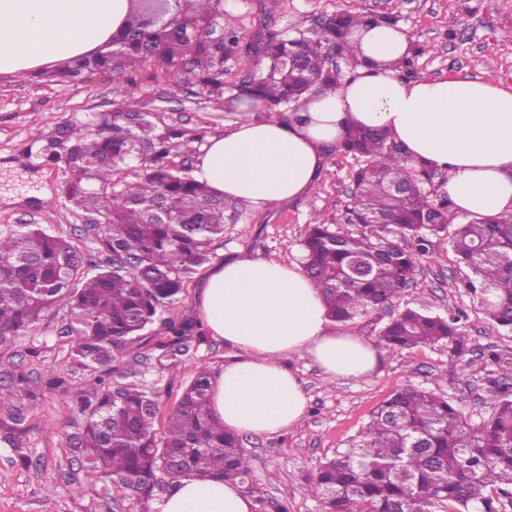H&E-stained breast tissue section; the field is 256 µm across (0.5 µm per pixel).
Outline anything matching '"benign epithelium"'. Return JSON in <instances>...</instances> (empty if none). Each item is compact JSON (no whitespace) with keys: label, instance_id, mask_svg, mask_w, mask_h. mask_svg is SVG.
<instances>
[{"label":"benign epithelium","instance_id":"benign-epithelium-1","mask_svg":"<svg viewBox=\"0 0 512 512\" xmlns=\"http://www.w3.org/2000/svg\"><path fill=\"white\" fill-rule=\"evenodd\" d=\"M210 26L201 23L189 0H130V23L124 24L111 39L87 54L78 69L104 73L112 69L115 58L128 50L156 62L162 47L174 50L175 66L165 70L176 74L183 60L208 61L210 68L200 74L201 89L207 93L223 91L224 85L206 81L207 73L224 76V37H212Z\"/></svg>","mask_w":512,"mask_h":512}]
</instances>
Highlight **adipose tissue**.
Returning a JSON list of instances; mask_svg holds the SVG:
<instances>
[{
  "label": "adipose tissue",
  "instance_id": "ef3b65f1",
  "mask_svg": "<svg viewBox=\"0 0 512 512\" xmlns=\"http://www.w3.org/2000/svg\"><path fill=\"white\" fill-rule=\"evenodd\" d=\"M129 0H0V73L90 52L124 22ZM354 80L311 97L297 117L245 119L208 137L191 172L217 195L264 209L305 198L348 127L386 129L409 159L448 173L441 193L471 217L512 212V85L400 76L404 26L353 32ZM212 336L237 356L217 369L213 414L236 433L275 434L298 423L307 397L289 357L329 378L373 375L381 351L334 322L298 262L254 256L217 263L197 299ZM236 484L183 476L161 512H253Z\"/></svg>",
  "mask_w": 512,
  "mask_h": 512
}]
</instances>
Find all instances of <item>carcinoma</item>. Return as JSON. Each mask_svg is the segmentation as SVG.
I'll return each instance as SVG.
<instances>
[{
    "mask_svg": "<svg viewBox=\"0 0 512 512\" xmlns=\"http://www.w3.org/2000/svg\"><path fill=\"white\" fill-rule=\"evenodd\" d=\"M376 21L398 19L341 11L325 19L321 35L263 41L260 57L268 69L244 96L247 113L260 120L273 105L335 88L339 74L325 69L326 48L356 67L348 36ZM425 52L426 46L410 44L398 66L403 77L416 76L413 58ZM183 136L174 126L160 128L144 116L132 124L129 114L114 112L104 128L87 118L70 124L65 139L40 146L41 163L64 169L66 198L83 216H101V223L88 225L95 258L36 224L0 234V342L25 334L51 307L67 306L70 354L93 374L90 395L79 401L87 418L69 443L107 500L149 499L161 471L174 479L241 483L251 473L240 435L211 411L209 369L197 372L160 434L161 394L137 381L112 383L120 354L151 340L147 330L224 235V205L175 166ZM139 144L148 146L140 159ZM336 152L363 159L352 176L353 200L341 217L311 225L302 241L305 273L320 288L330 316L366 322L393 349L446 341L450 361L467 369L462 315L408 302L389 316L386 311L414 280L430 252V236L459 220L448 243L472 271L461 287L480 299L489 322L512 331V214L470 218L455 211L447 195L424 189L436 170L410 161L382 129L353 127ZM135 160L143 173L128 179L124 174ZM163 207L177 218L148 220ZM348 224L370 231L354 235ZM392 232L397 238H388ZM164 327L162 357L173 363L191 343L205 340L193 319ZM487 395L493 412L472 426L443 395L413 385L393 393L348 448L319 468L311 492L321 512H501L512 503V386L492 380Z\"/></svg>",
    "mask_w": 512,
    "mask_h": 512,
    "instance_id": "carcinoma-1",
    "label": "carcinoma"
}]
</instances>
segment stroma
<instances>
[{"label":"stroma","instance_id":"1","mask_svg":"<svg viewBox=\"0 0 512 512\" xmlns=\"http://www.w3.org/2000/svg\"><path fill=\"white\" fill-rule=\"evenodd\" d=\"M392 13L413 40L426 45L415 67L421 76L448 79H491L512 85V0H226L213 22L215 35L236 31L241 42L284 36L313 35L328 15L339 11ZM72 64L49 63L22 74L0 73V232L20 224H38L52 234L94 247L93 234L62 194V171L42 166L27 151L45 136L90 113H151L166 123L210 136L231 130L241 113L229 110L227 98L238 85L261 76L260 64L231 56L224 60V93L202 91L198 71L186 65L178 73H158L150 61L122 74L84 73L59 83L57 74ZM359 159L330 153L311 194L265 210L241 200H226L229 220L224 236L214 242L207 262L197 267L183 294L162 314L152 336H164V321L199 318L197 293L214 263L243 253L289 262L300 256V240L308 225L340 215L351 200V172ZM468 270L456 261L445 238H434L421 260L405 299L436 312L458 310L468 315L465 333L472 350L467 370L451 364L447 343L385 350L380 369L371 377L334 382L309 359L292 356L287 364L299 377L308 407L303 418L276 434H247L243 446L252 473L244 491L253 512H319L311 480L319 466L344 448L387 397L414 384L447 394L472 424L492 413L487 381L512 370V332L491 325L478 298L461 289ZM67 309L47 310L21 336L0 345V512H160L171 487L160 475L152 498L104 500L99 485L87 482L69 436L79 421L77 402L88 394L92 375L73 364L65 334ZM494 349L496 359L484 357ZM154 344L127 348L121 360L131 380L159 390L165 406H173L200 368L215 369L235 352L222 339L206 336L191 345L176 365L161 363ZM22 373L26 385L12 381ZM37 395L39 408L24 424L11 419L24 391Z\"/></svg>","mask_w":512,"mask_h":512}]
</instances>
